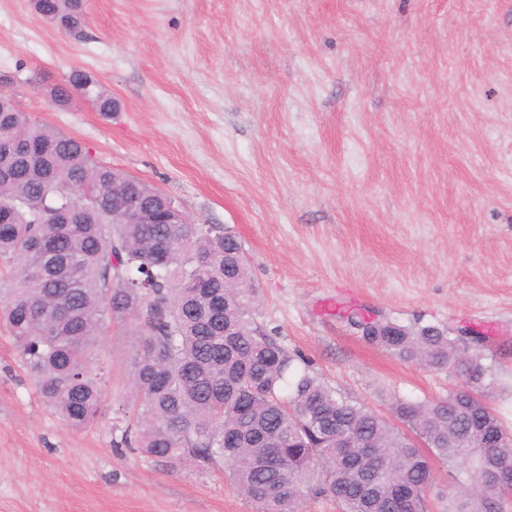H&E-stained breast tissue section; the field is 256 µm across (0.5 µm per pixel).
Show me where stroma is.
<instances>
[{
  "mask_svg": "<svg viewBox=\"0 0 512 512\" xmlns=\"http://www.w3.org/2000/svg\"><path fill=\"white\" fill-rule=\"evenodd\" d=\"M66 33L0 0V72L33 120L234 234L256 323L389 415L460 381L349 312L465 332L512 432V0H83ZM119 109L55 106L71 71ZM133 324L101 337L94 423L63 426L0 326V512H257L224 474L119 447Z\"/></svg>",
  "mask_w": 512,
  "mask_h": 512,
  "instance_id": "35a3bbf8",
  "label": "stroma"
}]
</instances>
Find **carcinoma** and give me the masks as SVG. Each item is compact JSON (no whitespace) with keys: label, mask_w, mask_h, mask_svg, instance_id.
<instances>
[{"label":"carcinoma","mask_w":512,"mask_h":512,"mask_svg":"<svg viewBox=\"0 0 512 512\" xmlns=\"http://www.w3.org/2000/svg\"><path fill=\"white\" fill-rule=\"evenodd\" d=\"M44 19L72 31L82 0H35ZM58 106L79 98L116 104L98 80L72 72L50 88ZM129 175L85 144L20 111L0 94V289L9 328L44 401L68 429L97 418L94 348L114 323L135 325L137 405L120 443L202 465L224 461L229 480L259 512H301L309 494L341 512H428L437 476L453 466L467 489L446 512H497L512 472V434L484 394L477 346L461 348L445 325L380 318L363 339L462 381L444 399L390 404L392 419L327 386L302 355L256 324L243 300L242 244L211 224H123ZM142 202L169 198L136 182Z\"/></svg>","instance_id":"carcinoma-1"}]
</instances>
